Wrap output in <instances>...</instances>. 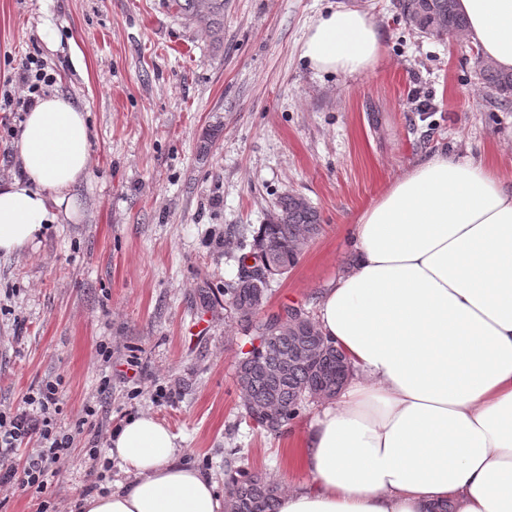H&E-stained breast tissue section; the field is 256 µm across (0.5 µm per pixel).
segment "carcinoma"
Returning a JSON list of instances; mask_svg holds the SVG:
<instances>
[{
  "mask_svg": "<svg viewBox=\"0 0 512 512\" xmlns=\"http://www.w3.org/2000/svg\"><path fill=\"white\" fill-rule=\"evenodd\" d=\"M174 5L188 21L203 25L204 32L213 41L224 33V0H174ZM403 16L418 21L420 33L438 36L448 32L464 31L465 17L456 7H448V0H398ZM486 87L493 93L512 97V71L498 67L479 69ZM321 230L319 215L312 207H300L289 196H282L269 223L261 225L253 239L251 251L243 255L241 263L251 258L255 265L268 275H281L294 267L299 255L292 249L301 238L314 239ZM224 302L230 305L245 326L261 337L271 332L269 319H256L259 314L253 307V288L243 286L238 279L224 287ZM320 336H309L301 341L280 336L272 350L253 348V368L246 371L244 361H238V381L247 384L255 413L272 406L276 413L272 422L264 425L270 432L298 417L306 406L314 402L311 391L317 389V398L332 397L342 387L349 364L343 354L330 344L316 365H303L294 350L301 343L317 347ZM224 484L229 495L224 500V512H277L279 487L268 474L253 472L245 465H227Z\"/></svg>",
  "mask_w": 512,
  "mask_h": 512,
  "instance_id": "1",
  "label": "carcinoma"
}]
</instances>
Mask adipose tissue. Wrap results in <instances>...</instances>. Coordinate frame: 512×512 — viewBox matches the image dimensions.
I'll return each instance as SVG.
<instances>
[{"label":"adipose tissue","mask_w":512,"mask_h":512,"mask_svg":"<svg viewBox=\"0 0 512 512\" xmlns=\"http://www.w3.org/2000/svg\"><path fill=\"white\" fill-rule=\"evenodd\" d=\"M484 57L512 71V0H457ZM381 54L373 19L338 6L308 29L318 72L361 75ZM89 112L37 97L0 177V254L74 219L91 169ZM347 272L316 325L351 367L299 448L306 481L278 512H512V185L479 162L434 154L364 208ZM128 479L79 512H223L211 478L183 460L167 424L142 413L106 452Z\"/></svg>","instance_id":"adipose-tissue-1"}]
</instances>
